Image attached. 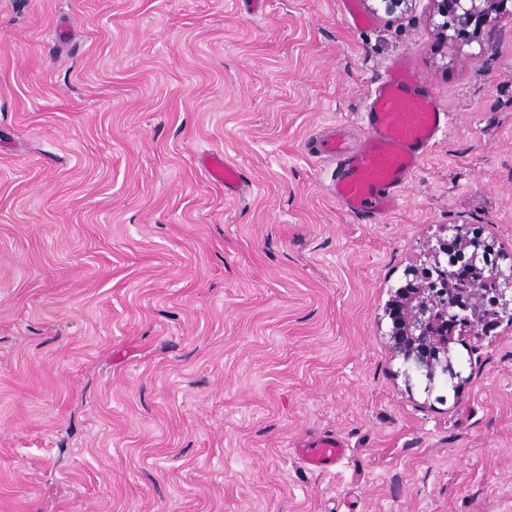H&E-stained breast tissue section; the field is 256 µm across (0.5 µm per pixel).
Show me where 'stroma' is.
<instances>
[{
	"label": "stroma",
	"mask_w": 512,
	"mask_h": 512,
	"mask_svg": "<svg viewBox=\"0 0 512 512\" xmlns=\"http://www.w3.org/2000/svg\"><path fill=\"white\" fill-rule=\"evenodd\" d=\"M354 2L0 0V512H512V326L429 394L388 317L451 225L512 263V0ZM397 60L451 121L369 222L315 148ZM507 0H432L434 12L446 20L440 25L442 32L452 29L457 35L483 29L496 21L506 8ZM203 169L207 177L215 183H224V189L235 192L237 189L243 190L238 172L232 166L223 154L211 153L203 158ZM295 452L305 464L313 469L327 470L335 468L346 458L347 449L333 436L319 438Z\"/></svg>",
	"instance_id": "1"
}]
</instances>
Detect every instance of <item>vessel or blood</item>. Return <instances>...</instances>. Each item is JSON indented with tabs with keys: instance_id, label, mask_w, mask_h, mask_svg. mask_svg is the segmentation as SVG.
<instances>
[{
	"instance_id": "vessel-or-blood-1",
	"label": "vessel or blood",
	"mask_w": 512,
	"mask_h": 512,
	"mask_svg": "<svg viewBox=\"0 0 512 512\" xmlns=\"http://www.w3.org/2000/svg\"><path fill=\"white\" fill-rule=\"evenodd\" d=\"M420 75L405 63H393L372 90L363 115L364 143L353 150L329 138L319 152L334 157L330 193L345 210L374 221L396 210L402 191L429 148L449 124L435 97L421 93ZM207 177L225 189H239L238 172L222 154L204 157ZM347 450L336 437L314 440L298 454L305 464L326 470L341 464Z\"/></svg>"
}]
</instances>
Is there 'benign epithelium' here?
<instances>
[{
	"label": "benign epithelium",
	"instance_id": "1",
	"mask_svg": "<svg viewBox=\"0 0 512 512\" xmlns=\"http://www.w3.org/2000/svg\"><path fill=\"white\" fill-rule=\"evenodd\" d=\"M434 12L444 18L442 32L453 30L462 35L479 30L496 21L506 8L507 0H432ZM451 240L458 245L456 257L448 258V247L441 243L431 250L430 284L433 288H407L399 292L392 312L390 338L395 355L402 358L404 375L410 379L422 374L431 391L437 373L446 374L453 390L464 383L461 372L455 370L449 350L448 336L433 333L445 326L455 333L469 327L478 336H485L499 324L512 325V266L503 269L487 265L484 272L497 289L492 319L484 317L481 289L478 286H457L454 269L477 266L483 255L480 241L469 234L466 226L452 225Z\"/></svg>",
	"mask_w": 512,
	"mask_h": 512
}]
</instances>
